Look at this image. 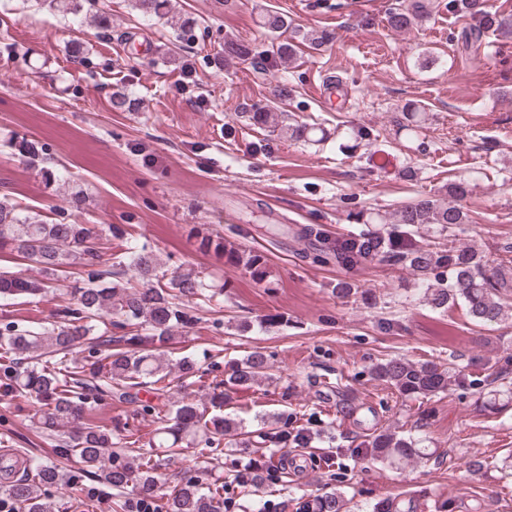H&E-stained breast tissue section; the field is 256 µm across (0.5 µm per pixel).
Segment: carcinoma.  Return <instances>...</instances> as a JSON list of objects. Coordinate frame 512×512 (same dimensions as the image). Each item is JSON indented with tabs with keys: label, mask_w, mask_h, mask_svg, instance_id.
I'll return each mask as SVG.
<instances>
[{
	"label": "carcinoma",
	"mask_w": 512,
	"mask_h": 512,
	"mask_svg": "<svg viewBox=\"0 0 512 512\" xmlns=\"http://www.w3.org/2000/svg\"><path fill=\"white\" fill-rule=\"evenodd\" d=\"M58 10L78 16L99 28L107 16L96 9L95 0H52ZM144 15L163 18L172 12L170 0H134ZM448 10L465 12L475 21L466 38L485 32L512 34V15L490 13L485 0H448ZM430 15V4L417 0L386 15L387 25L408 30ZM403 128L417 133L426 113L414 103L403 107ZM251 124L272 127L283 138L309 139L312 128L290 125L278 115L257 107L249 115ZM469 183L461 179L448 184V197L420 196L395 209L382 228L329 240L320 229L306 226L302 239L318 243L315 258L353 267L378 261L412 271L426 283L427 302L435 309L462 304L467 315L479 325L494 326L512 312V277L506 268L512 263L504 248L497 260L471 246L455 245L456 236L468 223L462 201ZM108 239L96 224H49L9 198L0 199V253L38 266L41 278L26 279L15 272L0 271V300L36 296L65 269L72 268L74 284L68 295L63 321L41 331L7 322L0 327V391L37 401V428L55 442L56 460L30 457L35 480L27 478L0 483V504L10 512H61L46 499L41 485L56 484L75 474L90 481L92 501L109 502L113 512H136L142 500L158 491L156 472L163 457L157 449L175 452L179 448L224 447V440L236 436L235 444L247 448L256 441L241 423L224 415L232 395L250 390L264 381H274L273 364L260 351L233 364L224 378L210 386L213 414L193 401L172 400L173 380L202 378L194 359H165L177 344V333L195 325L198 308L184 300L210 301L217 292L202 272L188 269L169 280L159 274L161 263L146 246H130L119 261L108 265L103 256ZM199 250L224 255L226 262L242 266L257 282L266 278V257L254 250L226 248L221 236H203ZM87 346L85 363L70 362L68 355ZM374 379L412 399L431 398L448 391L459 374L435 360L412 361L391 357L377 363ZM116 399L135 405L132 417L150 416L157 424L149 448L138 461L112 450V432L88 420L105 400ZM256 443L270 448L311 446L316 433L304 426L293 427L288 418L277 416L268 430L257 434ZM370 455L389 465L414 459H429L419 441L391 430H381L367 441ZM279 476L261 460L233 474L236 487ZM169 512H224V486L205 487L188 479L168 499ZM299 512H350L339 492H325L308 498Z\"/></svg>",
	"instance_id": "1"
}]
</instances>
